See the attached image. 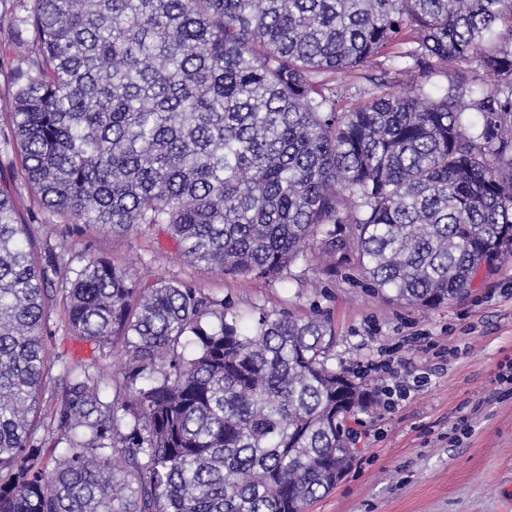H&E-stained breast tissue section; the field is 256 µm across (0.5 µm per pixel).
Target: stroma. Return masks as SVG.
Here are the masks:
<instances>
[{
    "mask_svg": "<svg viewBox=\"0 0 512 512\" xmlns=\"http://www.w3.org/2000/svg\"><path fill=\"white\" fill-rule=\"evenodd\" d=\"M17 206L37 248L78 262L105 258L145 283L183 280L241 309L258 303L324 317L335 365L350 369L394 346L399 375L432 367L423 389L395 410L359 413L351 470L306 512H512V395L494 382L499 365L512 363V256L483 268L463 297L419 309L376 297L350 267L332 276L311 260L285 284L221 276L177 260L158 228L122 237L64 224L23 190ZM431 343L444 357L434 358Z\"/></svg>",
    "mask_w": 512,
    "mask_h": 512,
    "instance_id": "obj_1",
    "label": "stroma"
}]
</instances>
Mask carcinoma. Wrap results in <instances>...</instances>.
<instances>
[{"mask_svg":"<svg viewBox=\"0 0 512 512\" xmlns=\"http://www.w3.org/2000/svg\"><path fill=\"white\" fill-rule=\"evenodd\" d=\"M2 19L32 43L5 143L68 224L157 226L232 277L285 282L313 253L420 308L512 254V0H0ZM382 54L409 89L328 79ZM474 57L493 87L463 74ZM65 265L1 184L0 512H305L352 467L374 395L330 363L327 321L103 258L57 288ZM57 305L98 355L51 358ZM56 366L69 447L49 459Z\"/></svg>","mask_w":512,"mask_h":512,"instance_id":"1","label":"carcinoma"}]
</instances>
